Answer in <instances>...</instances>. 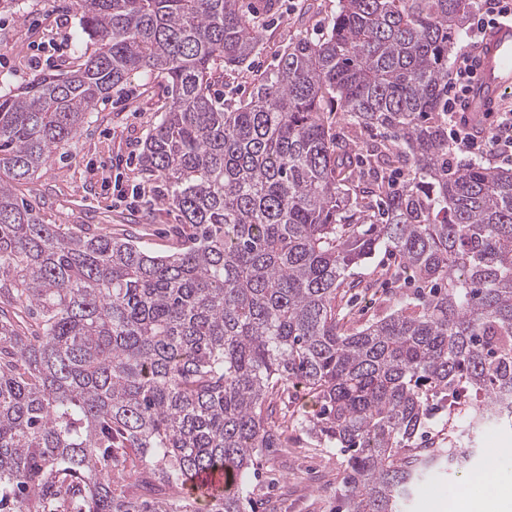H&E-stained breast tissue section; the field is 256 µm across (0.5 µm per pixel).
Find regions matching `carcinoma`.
<instances>
[{
    "label": "carcinoma",
    "instance_id": "obj_1",
    "mask_svg": "<svg viewBox=\"0 0 512 512\" xmlns=\"http://www.w3.org/2000/svg\"><path fill=\"white\" fill-rule=\"evenodd\" d=\"M78 5L95 51L0 94V512H244L242 488L176 489L246 479L290 422L347 455L345 512H401L512 427V169L448 148V35L477 0H339L227 100L262 40L240 0ZM133 73L170 93L140 155L187 230L165 256L13 191ZM379 249L396 292L361 321L346 296L376 283L351 270ZM296 386L317 411L290 420ZM442 410L448 441L418 447ZM233 482L232 472L218 467L208 473L194 475L186 479L183 484V490L189 494H197L201 487L213 486L223 487L224 484L228 486Z\"/></svg>",
    "mask_w": 512,
    "mask_h": 512
}]
</instances>
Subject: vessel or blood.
Masks as SVG:
<instances>
[{
  "mask_svg": "<svg viewBox=\"0 0 512 512\" xmlns=\"http://www.w3.org/2000/svg\"><path fill=\"white\" fill-rule=\"evenodd\" d=\"M479 66L463 109L470 125L484 128L496 112L502 111L512 97V23H499L489 28L478 48ZM231 471H213L186 479L183 489L197 494L200 488L231 484Z\"/></svg>",
  "mask_w": 512,
  "mask_h": 512,
  "instance_id": "vessel-or-blood-1",
  "label": "vessel or blood"
}]
</instances>
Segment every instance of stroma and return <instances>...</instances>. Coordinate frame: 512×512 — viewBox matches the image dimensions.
<instances>
[{"label":"stroma","instance_id":"stroma-1","mask_svg":"<svg viewBox=\"0 0 512 512\" xmlns=\"http://www.w3.org/2000/svg\"><path fill=\"white\" fill-rule=\"evenodd\" d=\"M264 30L249 69L229 75L224 94L250 91L254 73L276 66L299 35L320 38L338 9V0H241ZM81 30L76 0H9L0 4V93L18 91L48 74L65 73L80 63L73 47ZM162 79L131 75L99 102L66 146L16 188L43 223L119 236L133 233L156 254H170L184 242L179 213L167 203L169 189L143 173L140 153L149 128L165 110ZM137 189L138 202L119 200L114 183ZM288 451L260 458L248 488L252 512H337L342 486L338 449L315 446L300 431L289 430ZM496 459L499 491L489 494L475 477ZM483 512H501L512 504V429L490 425L471 445V461L449 469L405 505V512H448L460 493Z\"/></svg>","mask_w":512,"mask_h":512}]
</instances>
